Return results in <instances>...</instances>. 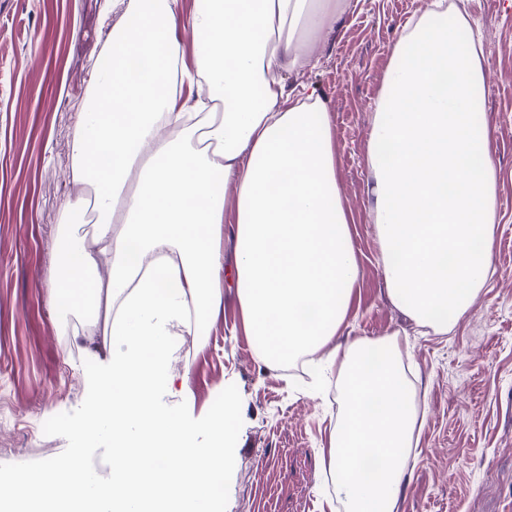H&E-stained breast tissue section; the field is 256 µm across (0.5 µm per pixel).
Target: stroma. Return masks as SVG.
I'll return each mask as SVG.
<instances>
[{
	"instance_id": "35a3bbf8",
	"label": "stroma",
	"mask_w": 512,
	"mask_h": 512,
	"mask_svg": "<svg viewBox=\"0 0 512 512\" xmlns=\"http://www.w3.org/2000/svg\"><path fill=\"white\" fill-rule=\"evenodd\" d=\"M433 0H351L312 48L302 78L319 84L338 153L337 183L360 265L337 343L393 333L407 342L419 442L405 460L397 512H512V0H456L483 51L482 117L499 181L494 273L440 335L389 299L366 193L373 102L403 27ZM118 13L112 0H0V478L72 455H109L77 432L98 400L101 337L50 305L53 240L70 178L78 106ZM185 391L166 397L208 445L206 420L236 402L224 445L222 512H325L321 450L344 409L335 376L269 365L247 336L236 291L171 368Z\"/></svg>"
}]
</instances>
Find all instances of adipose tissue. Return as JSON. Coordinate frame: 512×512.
Here are the masks:
<instances>
[{
    "instance_id": "adipose-tissue-1",
    "label": "adipose tissue",
    "mask_w": 512,
    "mask_h": 512,
    "mask_svg": "<svg viewBox=\"0 0 512 512\" xmlns=\"http://www.w3.org/2000/svg\"><path fill=\"white\" fill-rule=\"evenodd\" d=\"M350 0H127L93 66L72 148V180L93 191L64 206L50 303L89 315L108 361L79 430L107 436L111 483L81 457L0 479V512H217L214 476L236 405L208 419L210 447L161 402L176 340L223 306L233 269L245 331L274 366L304 356L337 375L343 416L327 470L345 512H396L417 405L397 337L337 344L360 278L336 181L338 154L318 86L288 75L311 58ZM190 30L193 56L179 34ZM482 48L454 22L405 27L385 71L366 151L388 294L444 334L492 274L497 176L477 124ZM233 220L231 248L223 225Z\"/></svg>"
}]
</instances>
